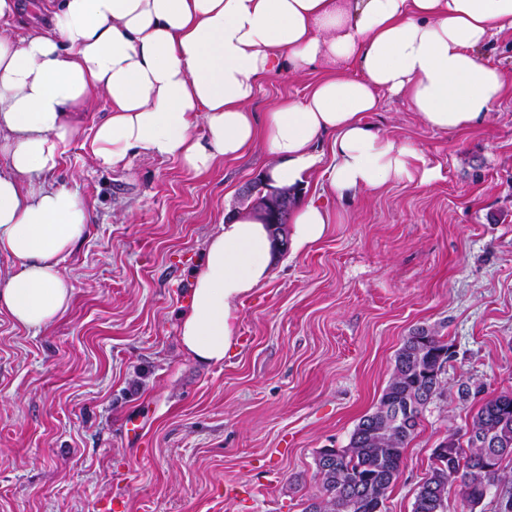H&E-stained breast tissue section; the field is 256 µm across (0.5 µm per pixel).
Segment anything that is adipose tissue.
Instances as JSON below:
<instances>
[{"instance_id": "1", "label": "adipose tissue", "mask_w": 512, "mask_h": 512, "mask_svg": "<svg viewBox=\"0 0 512 512\" xmlns=\"http://www.w3.org/2000/svg\"><path fill=\"white\" fill-rule=\"evenodd\" d=\"M52 25L0 38V312L27 330L69 307L61 263L90 220L78 191L47 176L78 135L96 92L112 104L92 140L102 167L130 153L179 158L201 175L263 143L270 187L300 186L318 167L341 196L419 172L418 152L363 121L379 91L405 95L432 129L477 125L505 94L482 56L512 30V0H54ZM328 64L303 100L283 99L257 121L262 79ZM358 74H345L347 65ZM292 252L332 221L309 200L290 214ZM277 257L259 211L236 215L207 242L181 317L183 351L219 365L237 342L238 305Z\"/></svg>"}]
</instances>
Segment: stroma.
<instances>
[{"label":"stroma","mask_w":512,"mask_h":512,"mask_svg":"<svg viewBox=\"0 0 512 512\" xmlns=\"http://www.w3.org/2000/svg\"><path fill=\"white\" fill-rule=\"evenodd\" d=\"M486 59L509 88L473 128L431 129L380 93L367 123L418 149L433 179L338 198L315 176L301 197L333 224L241 300L238 342L215 366L183 353L180 316L207 240L251 208L273 158L257 143L196 177L177 158L100 167L91 141L111 103L97 92L53 175L91 212L62 264L69 308L36 333L0 312V512H100L117 497L123 512H303L320 449L347 446L424 328L452 357L385 502L411 512L433 449L512 394V34ZM324 70L268 76L254 111L302 99Z\"/></svg>","instance_id":"obj_1"}]
</instances>
